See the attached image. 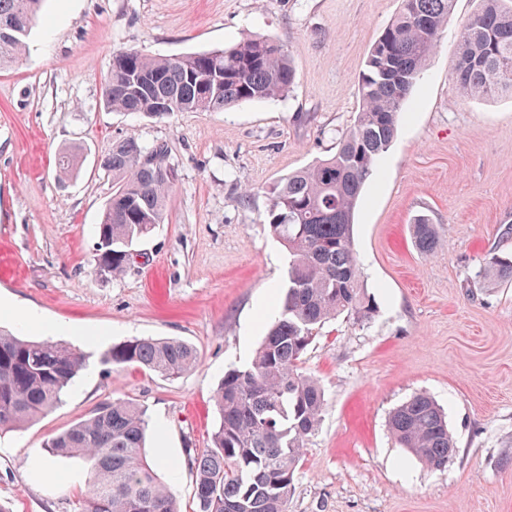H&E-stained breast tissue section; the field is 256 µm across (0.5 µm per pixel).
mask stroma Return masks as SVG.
<instances>
[{
    "instance_id": "stroma-1",
    "label": "stroma",
    "mask_w": 512,
    "mask_h": 512,
    "mask_svg": "<svg viewBox=\"0 0 512 512\" xmlns=\"http://www.w3.org/2000/svg\"><path fill=\"white\" fill-rule=\"evenodd\" d=\"M400 0H45L21 59L0 67V328L83 352L63 400L0 430V506L78 512L89 475L46 443L101 404L146 410V452L181 512H194L193 449L218 420L212 396L246 363L279 311L287 255L266 220L269 192L329 158L353 125L358 76ZM478 0H455L405 104L378 174L355 209L353 246L379 309L325 324L302 363L327 406L294 476L288 512H512V282L477 273L512 251V98L462 97L451 80L459 27ZM260 35L297 70L286 96L222 112H111L102 85L114 52L208 51ZM136 138L165 143L178 177L164 224L121 277L96 272V226L112 195L98 157ZM80 162L59 179L55 158ZM436 224L423 254L411 223ZM173 338L198 352L168 379L105 364L112 345ZM443 408L457 453L432 470L391 438L390 412L415 394Z\"/></svg>"
}]
</instances>
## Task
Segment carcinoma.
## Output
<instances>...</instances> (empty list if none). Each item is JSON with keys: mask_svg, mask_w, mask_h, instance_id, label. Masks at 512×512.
Masks as SVG:
<instances>
[{"mask_svg": "<svg viewBox=\"0 0 512 512\" xmlns=\"http://www.w3.org/2000/svg\"><path fill=\"white\" fill-rule=\"evenodd\" d=\"M42 0H0V66L20 59ZM454 0H401L371 47L358 79L359 110L336 154L282 178L270 192L271 232L288 253V282L278 319L252 359L224 372L215 394L219 415L210 444L189 457L195 471V512H288L294 474L325 408L324 392L300 367L328 320L346 314L359 324L377 312L353 249V213L366 182L390 146L404 105L434 52ZM297 73L284 45L246 38L223 49L171 56L118 50L104 80L105 106L164 116L222 112L283 96ZM466 97L512 95V0H479L462 23L452 75ZM112 196L97 225L96 265L116 278L137 256L135 244L163 223L177 180L163 145L133 138L104 154ZM417 248L434 252L441 239L430 219L412 224ZM482 277L512 281V256L488 254ZM180 340L139 337L112 346L104 361L178 377L197 364ZM85 365L83 355L51 340L0 330V429L21 428L50 411ZM389 431L422 463L442 469L455 454L448 422L427 394L391 413ZM147 421L133 400H112L47 443L54 455L81 460L90 479L80 512H179L176 499L145 452Z\"/></svg>", "mask_w": 512, "mask_h": 512, "instance_id": "carcinoma-1", "label": "carcinoma"}]
</instances>
